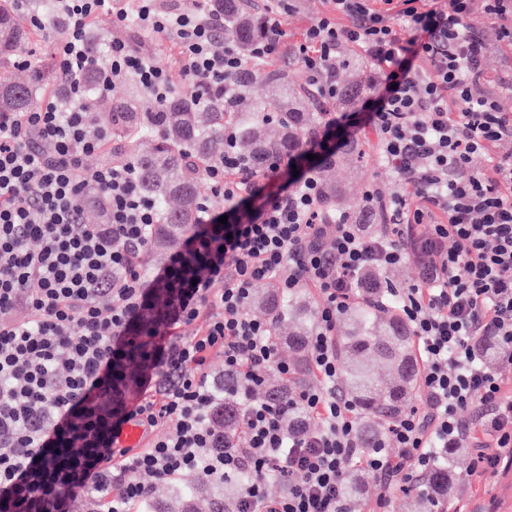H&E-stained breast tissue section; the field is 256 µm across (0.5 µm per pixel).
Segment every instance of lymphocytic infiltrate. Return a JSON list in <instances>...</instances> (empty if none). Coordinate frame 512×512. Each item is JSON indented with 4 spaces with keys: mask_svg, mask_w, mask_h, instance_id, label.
<instances>
[{
    "mask_svg": "<svg viewBox=\"0 0 512 512\" xmlns=\"http://www.w3.org/2000/svg\"><path fill=\"white\" fill-rule=\"evenodd\" d=\"M17 2L32 28L56 18L68 98L0 113V512H74L77 499L94 496L100 512H136L158 484L188 472L208 481L246 474L232 512H349L342 489L355 468L406 483L439 450L470 448L479 473L512 469V393L482 351L492 338L497 361L512 365V154L496 151L512 139V113L487 90V46L465 26L475 0H383L397 4L393 15L368 0H330L333 15L303 31L298 59L331 98L341 48L354 47L378 70L370 101L304 142L315 162L299 176L288 159L261 175L232 156L207 168L211 193L230 206L249 202L248 212L222 224L200 203L192 233L149 280L135 256L159 214L132 163L85 166V155L107 147L87 122L86 74L96 72L102 94L131 79L155 101L180 87L207 105L245 61L280 54L284 33L266 22L245 59L232 42L218 44L224 19L210 0L190 9L53 0L47 13ZM103 11L173 41L179 75L117 41L96 55L88 27ZM365 128L402 185L388 201L366 192L368 213L385 226L376 237L326 209L315 168L335 156L336 130L352 138ZM98 202L105 220L84 223ZM410 257L421 279L396 295L418 340L426 407L393 421L391 448H365L357 409L338 390L336 320L366 269ZM267 282L318 290L308 347L319 385L299 396L301 431H285L286 405L250 395L244 439L219 442L212 359L239 373L246 391L270 369L290 371L268 322L245 311ZM131 422L144 428L145 447H118ZM491 442L500 454H485ZM270 482L285 493L267 497Z\"/></svg>",
    "mask_w": 512,
    "mask_h": 512,
    "instance_id": "f902f5d3",
    "label": "lymphocytic infiltrate"
}]
</instances>
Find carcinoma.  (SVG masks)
<instances>
[{
  "instance_id": "cac0c4a2",
  "label": "carcinoma",
  "mask_w": 512,
  "mask_h": 512,
  "mask_svg": "<svg viewBox=\"0 0 512 512\" xmlns=\"http://www.w3.org/2000/svg\"><path fill=\"white\" fill-rule=\"evenodd\" d=\"M211 7L224 14V28L218 38L233 39L246 55L261 38L264 18L252 12L248 0H212ZM28 39L14 0H0V62H12L22 42ZM266 83L281 98V112L271 116L254 106L246 109L252 89ZM36 85L12 78L0 80V112L29 109ZM327 98L313 85L303 83L287 70H268L263 64L247 65L224 82V95L208 107L192 97L174 95L153 112H140L134 100L112 104L103 123L112 131V152L136 166L143 191L159 210L151 241L161 252L175 247L196 223L197 203L206 183L208 166L224 161L232 153L258 173L277 160L294 155L326 115ZM158 132L155 143L140 149L146 134ZM360 301L341 315L336 349L341 361L346 392L360 414V443L375 448L390 424L414 406L419 392V367L413 356V331L401 315L398 299L379 287L376 274L364 278ZM251 303L263 309L272 340L288 345L295 355L287 380L264 383L259 396L280 405L296 396L311 374L304 354L312 330L314 312L300 292L284 295L274 283L256 288ZM243 403L239 375L224 372V401L216 414V428L233 436L243 427L239 419ZM456 450L438 456L428 476L429 490L411 501L416 512H433L440 497L448 494L455 477ZM361 471L351 470L344 483V496L351 510L363 500ZM233 500L223 503L209 499L202 504L186 500L179 512H230Z\"/></svg>"
}]
</instances>
